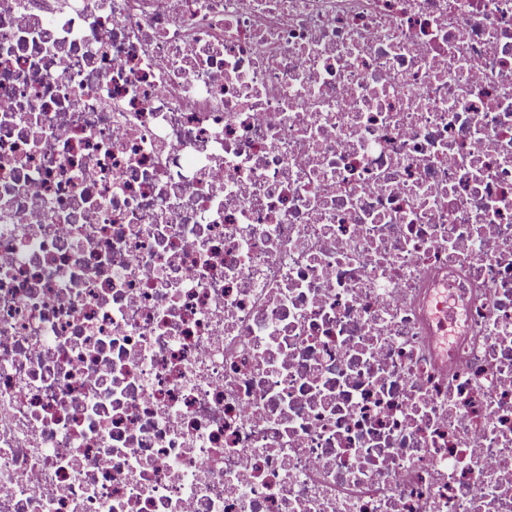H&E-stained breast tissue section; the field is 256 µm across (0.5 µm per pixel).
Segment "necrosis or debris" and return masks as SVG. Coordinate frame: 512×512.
<instances>
[{"mask_svg":"<svg viewBox=\"0 0 512 512\" xmlns=\"http://www.w3.org/2000/svg\"><path fill=\"white\" fill-rule=\"evenodd\" d=\"M0 512H512V0H0Z\"/></svg>","mask_w":512,"mask_h":512,"instance_id":"obj_1","label":"necrosis or debris"}]
</instances>
